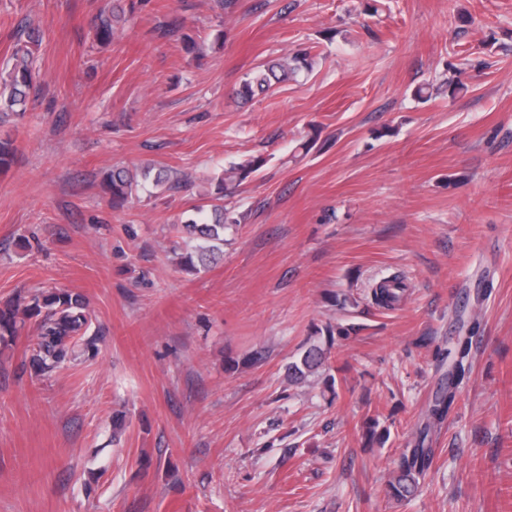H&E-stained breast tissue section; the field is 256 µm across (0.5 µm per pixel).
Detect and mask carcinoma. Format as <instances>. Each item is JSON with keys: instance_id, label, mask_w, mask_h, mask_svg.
I'll return each instance as SVG.
<instances>
[{"instance_id": "cac0c4a2", "label": "carcinoma", "mask_w": 512, "mask_h": 512, "mask_svg": "<svg viewBox=\"0 0 512 512\" xmlns=\"http://www.w3.org/2000/svg\"><path fill=\"white\" fill-rule=\"evenodd\" d=\"M123 21L120 15H101L95 27L98 42H108L115 33V26ZM14 46L12 64L8 70L0 73V121L11 116H22L27 111L30 95L37 90L38 72L30 44L35 42L34 31L17 28L13 35ZM310 51L293 52L272 66L247 74L243 80L239 95L251 99L264 94L272 87V82L286 81L303 69L309 67ZM17 146L9 137L0 138V171L8 170L15 161ZM265 163L261 156H253L243 162L234 163L224 169L217 177V192L214 202L198 205L192 214L182 223L175 225L177 232L199 240L194 247L195 254L185 256V266L193 272L208 267L221 253L224 245V231L241 222V217L231 207L224 205V199L235 196L239 186L252 174L259 171ZM190 182V177L177 176L173 170L165 167L154 169L146 167L140 176L127 170L116 168L102 182V191L109 197L112 206L124 204L132 196L137 186L151 185L163 187L167 191L182 188ZM406 290V284L394 277L384 279L376 286L373 296L381 305L389 306L400 300ZM39 318L36 336L32 342V363L40 370H52L70 361L76 349L81 346L83 335L89 324L90 314L86 304L65 290L55 289L49 293H38L30 297L24 306L16 303L0 309V333L15 334L25 326L27 320ZM458 351L452 372V381L442 389L434 403L428 409V424L423 436L414 448H408L401 454L399 474L391 481L393 494L404 498L414 494L420 485V479L430 470L435 449L425 445L431 429L442 424L453 405L458 386L471 372L469 337L458 338ZM327 359V351L318 345L309 347L299 359L289 363L288 378L294 383L304 382L308 376L320 368Z\"/></svg>"}]
</instances>
